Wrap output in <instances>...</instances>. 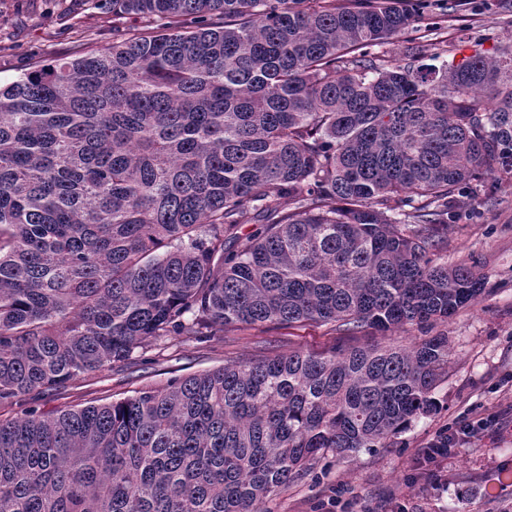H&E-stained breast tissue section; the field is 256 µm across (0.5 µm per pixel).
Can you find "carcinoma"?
I'll return each instance as SVG.
<instances>
[{
	"label": "carcinoma",
	"instance_id": "obj_1",
	"mask_svg": "<svg viewBox=\"0 0 512 512\" xmlns=\"http://www.w3.org/2000/svg\"><path fill=\"white\" fill-rule=\"evenodd\" d=\"M84 2L159 31L0 85V403L161 336L422 331L485 293L438 251L468 185L512 176L511 42L385 67L420 22L397 0ZM448 356L295 351L28 409L0 419V512H269L432 413Z\"/></svg>",
	"mask_w": 512,
	"mask_h": 512
}]
</instances>
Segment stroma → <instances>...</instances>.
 Returning a JSON list of instances; mask_svg holds the SVG:
<instances>
[{
	"label": "stroma",
	"mask_w": 512,
	"mask_h": 512,
	"mask_svg": "<svg viewBox=\"0 0 512 512\" xmlns=\"http://www.w3.org/2000/svg\"><path fill=\"white\" fill-rule=\"evenodd\" d=\"M425 24H437L434 52L451 60L460 41H495L512 35V0H463L448 15L443 0H409ZM112 40V14L79 0H0V82L77 50ZM449 264L475 266L485 295L447 325L448 376L435 390L436 411L391 437L386 447L361 450L349 460L329 456L293 479L269 502L270 512H512V181L487 179L448 227ZM415 330L383 335L367 329L352 336L333 325H237L200 338L164 336L124 362L83 374L34 400L0 405V418L29 408L76 409L134 395L229 362H256L297 350L325 353L335 347L407 345ZM487 424L440 461V483L414 482L421 452L435 435L473 417Z\"/></svg>",
	"instance_id": "35a3bbf8"
}]
</instances>
